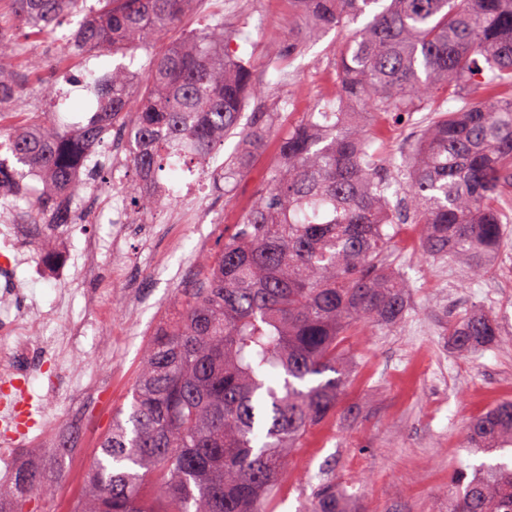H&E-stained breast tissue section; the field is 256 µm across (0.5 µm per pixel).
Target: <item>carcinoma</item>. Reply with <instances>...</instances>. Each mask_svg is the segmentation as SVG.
<instances>
[{
	"instance_id": "obj_1",
	"label": "carcinoma",
	"mask_w": 512,
	"mask_h": 512,
	"mask_svg": "<svg viewBox=\"0 0 512 512\" xmlns=\"http://www.w3.org/2000/svg\"><path fill=\"white\" fill-rule=\"evenodd\" d=\"M0 52L19 39H52L50 68L21 50L41 83L82 53L121 52L96 79L97 109L65 125L49 112H18L20 86L0 67V206L52 234L73 223L70 196L104 136L130 143L142 186L127 203L141 223L168 205L161 173L199 166L242 136L228 179L265 147L271 116L245 113L255 86L250 61L227 52L235 34L220 18L161 48L196 0H8ZM301 26L288 30L290 57L322 32L371 19L337 60L336 105L303 113L277 144L267 189L224 248L197 256L198 277L147 342L126 416L101 442V457L70 512H277L288 457L336 413L354 371L343 340L359 326L392 325L406 311L407 282L390 268L387 227L416 224L427 254L462 259L485 276L505 234L503 193L512 187V0H289ZM64 17L79 18L61 37ZM485 90L468 102L464 88ZM363 102L382 119L436 117L416 147L389 159L374 147ZM38 176L42 188L25 183ZM454 350L495 345L499 321L472 311L450 328ZM332 376L325 377L326 373ZM466 443L512 448V400L472 417ZM150 492L143 491L145 478ZM37 485L19 473L4 493ZM299 512H351L336 485L321 482ZM448 512H512V463L454 478Z\"/></svg>"
}]
</instances>
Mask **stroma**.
<instances>
[{
	"instance_id": "stroma-1",
	"label": "stroma",
	"mask_w": 512,
	"mask_h": 512,
	"mask_svg": "<svg viewBox=\"0 0 512 512\" xmlns=\"http://www.w3.org/2000/svg\"><path fill=\"white\" fill-rule=\"evenodd\" d=\"M215 15L222 16L229 32L247 30L237 54L251 60L261 89L250 100L249 111L272 112L281 101L295 99L297 118L324 104V84L337 80L336 56L358 30L352 23L323 32L305 55L284 58V70L278 73L268 68L267 61L287 43L289 27L299 23L288 10V0H236L214 6L209 13L197 9L185 26L201 29ZM118 62L115 56L84 57L56 75L58 97L50 101L41 96L14 55L0 59L13 68L23 89L21 111L54 108L69 124L86 120V113L71 111V104L92 99L94 80ZM287 127L284 118L270 124L265 149L236 180L221 181L217 172L242 150L237 136L225 140L207 168L181 174L176 194L201 196L205 251H218L225 234L250 210L270 176L277 143ZM195 237L192 231L174 233L160 214L126 226L121 256L129 265V287L147 300L139 308L132 307L122 293L114 307L89 308L88 298L111 276L113 256L108 252L100 255L90 277L74 271L65 281L35 279L26 268L14 270L17 288L42 310L54 309L60 294H67V314L51 324V331H64L79 321L90 322L92 328L79 337L70 359L81 382L68 389L55 418H48L43 407H33L31 427L17 439L9 462L0 464V481L13 480L20 470L35 471L52 499L34 495L20 502L2 499L0 512H53V498L70 501L80 495L115 413L128 403L150 334L173 313L178 290L187 288L195 277L191 268L178 279L157 274L152 257L168 255L171 267H179ZM391 249L397 267L409 279L406 317L397 325L371 326L346 338L344 346L356 363L355 372L341 396L338 414L314 430L290 457L279 512H297L303 497L326 478L355 500L362 512H447L448 490L457 471L471 472L512 459L506 451L477 452L463 444L469 417L512 399V287L498 283L503 267L512 268V229L486 276L476 283L465 281L459 265L426 255L417 225H401ZM473 306L497 317L502 336L494 347L462 357L452 347L449 326ZM425 323L430 331L408 338L410 328Z\"/></svg>"
}]
</instances>
